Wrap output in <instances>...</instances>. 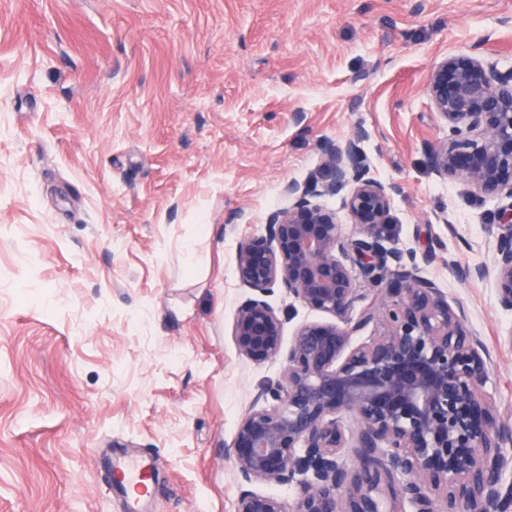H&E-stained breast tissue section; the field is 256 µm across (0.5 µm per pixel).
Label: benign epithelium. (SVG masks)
Wrapping results in <instances>:
<instances>
[{
    "label": "benign epithelium",
    "mask_w": 512,
    "mask_h": 512,
    "mask_svg": "<svg viewBox=\"0 0 512 512\" xmlns=\"http://www.w3.org/2000/svg\"><path fill=\"white\" fill-rule=\"evenodd\" d=\"M427 93L448 124L433 169L472 193L493 197L499 229L491 264L448 261L459 281L490 280L512 309V67L450 55L431 70ZM355 135L328 143L307 179L284 187L288 206L270 212L264 233L238 243L235 270L251 291L232 336L250 361L278 363L284 382L258 392L225 458L248 488L235 512H512V422L487 390L491 357L421 263L444 260L440 243L418 261L386 247L397 233V187L370 175ZM351 187L345 208L359 236L313 202ZM380 301L355 311L357 281ZM288 298L327 316L298 326L284 343L283 320L267 297ZM366 342L353 338L366 330ZM357 423L350 441L342 419ZM354 443V462L344 449ZM291 485L292 502L250 489Z\"/></svg>",
    "instance_id": "benign-epithelium-1"
}]
</instances>
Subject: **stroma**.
Listing matches in <instances>:
<instances>
[{
    "mask_svg": "<svg viewBox=\"0 0 512 512\" xmlns=\"http://www.w3.org/2000/svg\"><path fill=\"white\" fill-rule=\"evenodd\" d=\"M512 67V0H0V512H234L224 452L282 378L231 336L236 248L356 126L393 245L487 262L496 200L438 177L432 67ZM512 417V310L440 261ZM153 461L147 457H141L124 464L123 466L112 464V459L106 463L108 484L112 490L113 479L118 477L121 481L114 484L123 489V483H133L140 485L145 482L151 473Z\"/></svg>",
    "mask_w": 512,
    "mask_h": 512,
    "instance_id": "stroma-1",
    "label": "stroma"
}]
</instances>
